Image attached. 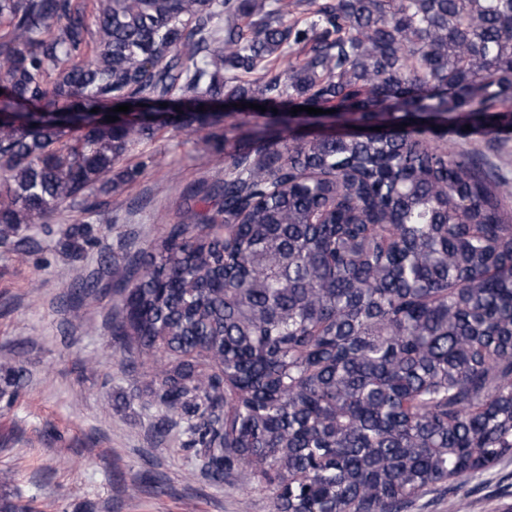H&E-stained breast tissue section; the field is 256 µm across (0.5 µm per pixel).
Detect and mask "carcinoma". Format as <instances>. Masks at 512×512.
<instances>
[{
	"label": "carcinoma",
	"instance_id": "carcinoma-1",
	"mask_svg": "<svg viewBox=\"0 0 512 512\" xmlns=\"http://www.w3.org/2000/svg\"><path fill=\"white\" fill-rule=\"evenodd\" d=\"M308 5L295 29L293 0H0V248L98 212L145 138L223 146L203 105L335 110L334 134L269 113L149 261L105 252L75 291L115 288L155 431L182 425L208 482L247 469L274 512H404L512 456L508 180L435 144L512 128V0ZM131 97L167 107L106 121ZM94 231L59 241L78 259Z\"/></svg>",
	"mask_w": 512,
	"mask_h": 512
}]
</instances>
